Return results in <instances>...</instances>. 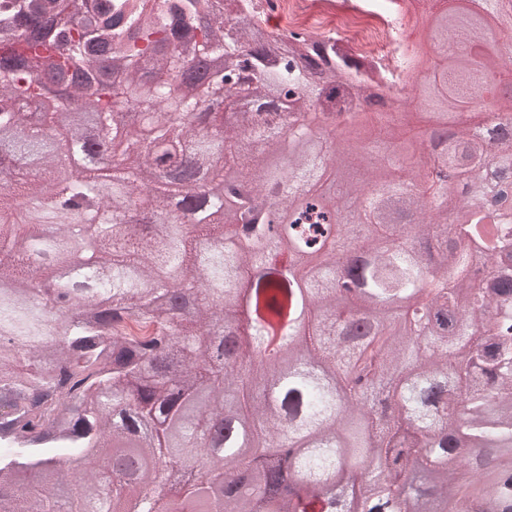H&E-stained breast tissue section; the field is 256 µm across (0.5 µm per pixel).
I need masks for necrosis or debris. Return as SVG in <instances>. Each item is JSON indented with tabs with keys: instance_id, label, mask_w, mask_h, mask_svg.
<instances>
[{
	"instance_id": "4bbe7bcc",
	"label": "necrosis or debris",
	"mask_w": 512,
	"mask_h": 512,
	"mask_svg": "<svg viewBox=\"0 0 512 512\" xmlns=\"http://www.w3.org/2000/svg\"><path fill=\"white\" fill-rule=\"evenodd\" d=\"M409 0H271L308 44L336 43L350 57L369 63L377 76L407 84L399 67L413 45Z\"/></svg>"
}]
</instances>
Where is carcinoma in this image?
<instances>
[{
	"label": "carcinoma",
	"mask_w": 512,
	"mask_h": 512,
	"mask_svg": "<svg viewBox=\"0 0 512 512\" xmlns=\"http://www.w3.org/2000/svg\"><path fill=\"white\" fill-rule=\"evenodd\" d=\"M74 0L0 5V99H37L39 69L61 78L86 65L75 95L112 136V197L94 191L99 169L74 164V142H47L63 101L43 112L0 109L18 133L0 151V512H512V269L475 287L497 251L512 258V202L492 211L488 187L512 181V137L451 127L448 106H471L492 84L483 16L458 8L427 38L441 58L416 104L436 141L411 142L410 113L368 112L372 78L350 79L329 47L314 57L298 33L266 34L238 0H97L77 18ZM512 29V0H485ZM466 52L448 57V41ZM203 58L222 69L183 82ZM223 100V110L214 103ZM205 181L177 184L147 171ZM36 160L38 178L15 176ZM457 170L448 193L438 168ZM73 169L60 180L61 169ZM28 198L44 234L19 222ZM364 199L363 221L347 223ZM465 220L448 223V206ZM288 211V248L281 237ZM363 256L360 295L344 294L343 261ZM61 292L82 290L86 314L51 312L37 284L59 264ZM252 287L250 337L286 338L298 369L281 385L237 340L236 296ZM312 303L300 333L278 332L301 293ZM411 294L409 312L375 294ZM224 412V440L202 449L200 424ZM303 452L284 459L281 449ZM126 466L100 496L96 461ZM180 495L162 501L168 467Z\"/></svg>",
	"instance_id": "obj_1"
}]
</instances>
